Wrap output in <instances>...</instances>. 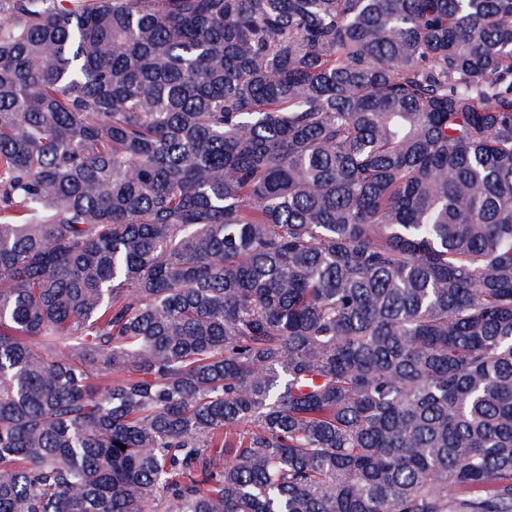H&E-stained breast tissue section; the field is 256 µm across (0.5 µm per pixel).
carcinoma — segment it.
Segmentation results:
<instances>
[{
    "instance_id": "1",
    "label": "carcinoma",
    "mask_w": 512,
    "mask_h": 512,
    "mask_svg": "<svg viewBox=\"0 0 512 512\" xmlns=\"http://www.w3.org/2000/svg\"><path fill=\"white\" fill-rule=\"evenodd\" d=\"M0 512H512V0H0Z\"/></svg>"
}]
</instances>
